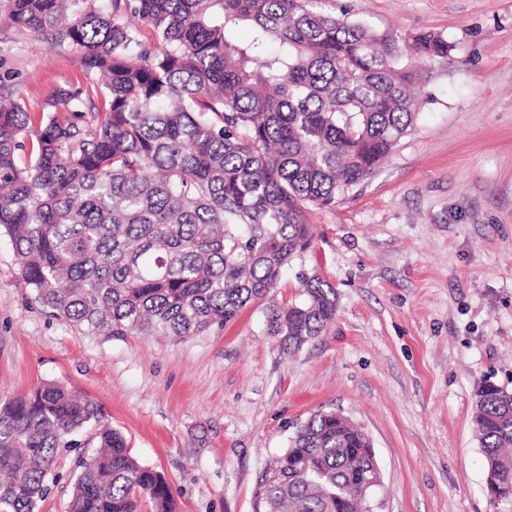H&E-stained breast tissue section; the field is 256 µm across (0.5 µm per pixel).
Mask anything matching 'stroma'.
I'll return each mask as SVG.
<instances>
[{"instance_id":"35a3bbf8","label":"stroma","mask_w":512,"mask_h":512,"mask_svg":"<svg viewBox=\"0 0 512 512\" xmlns=\"http://www.w3.org/2000/svg\"><path fill=\"white\" fill-rule=\"evenodd\" d=\"M0 95L42 112L86 84L54 31L9 26ZM396 40L447 38L429 101L377 172L315 212L303 268L332 284L336 318L288 354L256 302L186 340L84 336L36 303L0 235V399L43 382L88 396L134 456L164 473L181 512H253L263 467L296 424L333 408L370 435L374 512H494L473 428L484 382L512 389V0H323ZM91 449L60 454L38 512H69Z\"/></svg>"}]
</instances>
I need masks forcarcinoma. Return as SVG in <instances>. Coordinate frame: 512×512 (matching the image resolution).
<instances>
[{
	"label": "carcinoma",
	"instance_id": "cac0c4a2",
	"mask_svg": "<svg viewBox=\"0 0 512 512\" xmlns=\"http://www.w3.org/2000/svg\"><path fill=\"white\" fill-rule=\"evenodd\" d=\"M322 0H13L10 24L58 30L88 85H58L38 116L0 105V233L35 301L88 336H197L266 299L265 332L286 352L321 336L336 289L282 269L310 248L311 213L362 185L412 128L421 75L404 43ZM250 31L247 41L237 30ZM92 400L45 383L0 401V512H37L57 456L99 421ZM474 432L512 512V391L483 385ZM95 464L69 512H179L165 475L118 429H95ZM377 469L366 433L334 409L296 427L259 473L255 512H365Z\"/></svg>",
	"mask_w": 512,
	"mask_h": 512
}]
</instances>
